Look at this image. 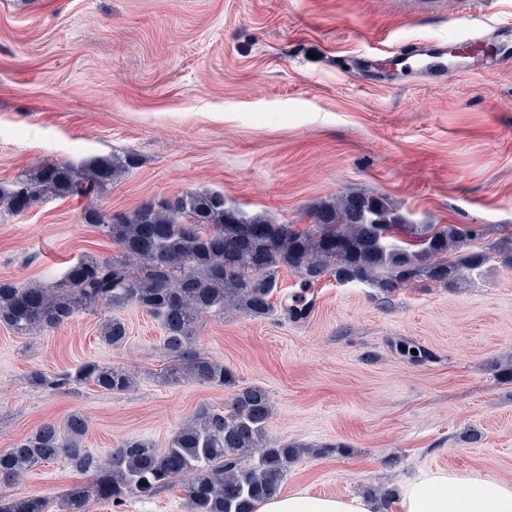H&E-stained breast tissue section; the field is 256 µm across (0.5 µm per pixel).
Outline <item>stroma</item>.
<instances>
[{
	"label": "stroma",
	"instance_id": "obj_1",
	"mask_svg": "<svg viewBox=\"0 0 512 512\" xmlns=\"http://www.w3.org/2000/svg\"><path fill=\"white\" fill-rule=\"evenodd\" d=\"M512 21V0H0V189L53 163L132 154L97 201L130 213L189 191L277 224H305L346 191L386 197L415 224L512 231V69L494 58L418 78L438 42L463 59L474 27ZM80 204L0 206V279L60 282L79 258L116 256ZM312 313L204 318L197 346L241 384L264 387L275 441L312 447L284 490L400 492L423 470L512 482V268L490 262L448 289L386 295L325 276ZM120 317L124 346L100 338ZM160 321L134 305L83 311L20 336L0 327V450L73 412L103 455L129 438L166 447L199 406L233 390L167 383ZM422 349L421 358L405 346ZM94 360L134 372L115 394L36 389ZM87 477L63 462L28 471L18 495L58 498ZM89 512H191L181 486Z\"/></svg>",
	"mask_w": 512,
	"mask_h": 512
}]
</instances>
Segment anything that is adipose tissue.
I'll return each instance as SVG.
<instances>
[{"label":"adipose tissue","instance_id":"1","mask_svg":"<svg viewBox=\"0 0 512 512\" xmlns=\"http://www.w3.org/2000/svg\"><path fill=\"white\" fill-rule=\"evenodd\" d=\"M401 512H512V483L473 471L418 474L400 492ZM256 512H373L361 496L291 490L261 502Z\"/></svg>","mask_w":512,"mask_h":512}]
</instances>
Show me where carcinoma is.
Instances as JSON below:
<instances>
[{
    "label": "carcinoma",
    "instance_id": "cac0c4a2",
    "mask_svg": "<svg viewBox=\"0 0 512 512\" xmlns=\"http://www.w3.org/2000/svg\"><path fill=\"white\" fill-rule=\"evenodd\" d=\"M131 165L112 157L86 168L49 164L19 176L0 192L11 213L34 209L51 198L85 202L84 219L112 239L119 255L84 256L54 287L19 286L0 279V326L19 336L61 325L75 314L105 304H135L162 324L170 364L162 379L194 380L234 390L232 409L199 408L164 448L127 439L99 456L83 446L87 418L75 412L63 425H40L0 451V512H89V502L120 504L128 496L151 498L175 482L183 484L191 512H255L280 493L291 466L310 448L267 438L272 412L265 388L243 386L224 363L199 351L202 315L235 309L265 319L277 308L292 317L305 309L275 304L281 268L299 276L304 293L326 275L391 294L415 281L456 287L496 258L512 268V233L483 247L470 224H411L381 196L346 193L323 204L302 228L276 224L226 206L217 192H185L149 203L131 214L105 218L95 202ZM125 323L112 318L102 340L120 347ZM34 388L93 384L121 393L137 384L133 373L92 360L53 378L34 372ZM65 460L88 482L51 500L1 493L25 472Z\"/></svg>",
    "mask_w": 512,
    "mask_h": 512
}]
</instances>
